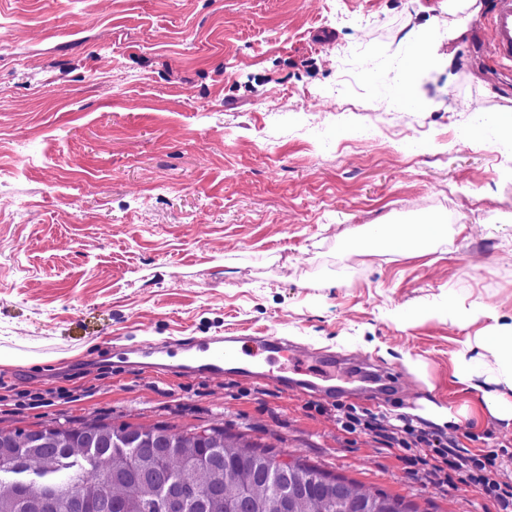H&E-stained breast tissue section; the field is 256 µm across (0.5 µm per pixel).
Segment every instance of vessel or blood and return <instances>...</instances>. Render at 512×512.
I'll return each mask as SVG.
<instances>
[{
    "label": "vessel or blood",
    "mask_w": 512,
    "mask_h": 512,
    "mask_svg": "<svg viewBox=\"0 0 512 512\" xmlns=\"http://www.w3.org/2000/svg\"><path fill=\"white\" fill-rule=\"evenodd\" d=\"M489 25L496 58L512 61V0H498ZM180 351L192 376L212 378L234 373L274 381L287 393L318 391L322 380L328 382L329 392L335 393L340 383L349 380L348 375L337 373L335 355L311 360L284 336H213L184 344Z\"/></svg>",
    "instance_id": "1"
}]
</instances>
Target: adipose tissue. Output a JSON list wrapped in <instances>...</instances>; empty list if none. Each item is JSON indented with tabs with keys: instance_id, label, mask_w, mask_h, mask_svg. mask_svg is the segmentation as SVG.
I'll return each instance as SVG.
<instances>
[{
	"instance_id": "1",
	"label": "adipose tissue",
	"mask_w": 512,
	"mask_h": 512,
	"mask_svg": "<svg viewBox=\"0 0 512 512\" xmlns=\"http://www.w3.org/2000/svg\"><path fill=\"white\" fill-rule=\"evenodd\" d=\"M446 232V224L436 218L415 224H370L361 236L346 237L344 245L350 248L379 244L387 251L414 258L430 253L432 245ZM474 343L480 356L455 364L453 376L468 386L486 376L494 389L484 393L479 405L466 410L465 415L476 420L489 415L512 421V331L504 325L488 326L479 331Z\"/></svg>"
}]
</instances>
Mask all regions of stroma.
Masks as SVG:
<instances>
[{
  "label": "stroma",
  "mask_w": 512,
  "mask_h": 512,
  "mask_svg": "<svg viewBox=\"0 0 512 512\" xmlns=\"http://www.w3.org/2000/svg\"><path fill=\"white\" fill-rule=\"evenodd\" d=\"M497 0H0V430L48 423L221 425L403 496L419 512H503L475 488L409 472L337 405L454 436L512 476V422L440 425L480 391L450 379L473 325L448 294L512 323V150L459 144L463 111L512 102L492 48ZM431 64L412 112L383 108L381 61ZM366 71L352 111L324 89ZM353 147L306 149L272 114L309 112ZM421 139L418 152L384 128ZM448 221L435 251L343 246L365 224ZM480 324V325H481ZM234 332L363 357L384 399L284 394L233 374L127 367L112 352ZM487 316L486 306L481 302H472L469 308L458 307L453 291L448 294V320L451 323L474 324Z\"/></svg>",
  "instance_id": "obj_1"
}]
</instances>
